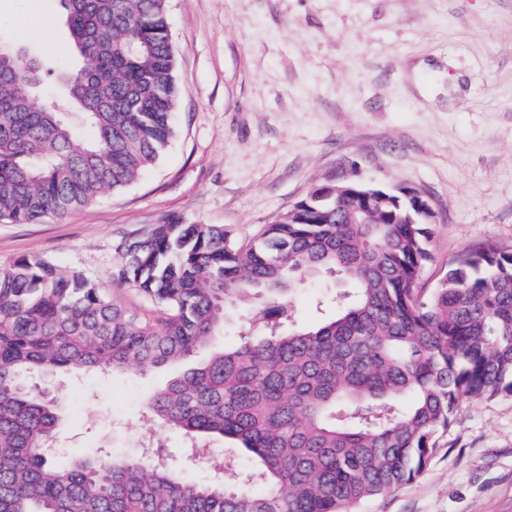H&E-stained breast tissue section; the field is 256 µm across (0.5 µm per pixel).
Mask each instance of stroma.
<instances>
[{"label": "stroma", "mask_w": 512, "mask_h": 512, "mask_svg": "<svg viewBox=\"0 0 512 512\" xmlns=\"http://www.w3.org/2000/svg\"><path fill=\"white\" fill-rule=\"evenodd\" d=\"M167 22L181 96L165 154L89 207L0 222V265L43 257L149 311L150 298L112 280L122 242L172 217L243 241L339 180L429 202L421 288L466 251L512 252V0H168ZM0 41L59 69L74 62L58 0H0ZM208 356L28 375L57 399V459L78 448L137 457L156 432L181 467L182 437L144 405ZM360 512H512V395L461 403L422 474Z\"/></svg>", "instance_id": "1"}]
</instances>
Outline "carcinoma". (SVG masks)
Returning a JSON list of instances; mask_svg holds the SVG:
<instances>
[{"label": "carcinoma", "mask_w": 512, "mask_h": 512, "mask_svg": "<svg viewBox=\"0 0 512 512\" xmlns=\"http://www.w3.org/2000/svg\"><path fill=\"white\" fill-rule=\"evenodd\" d=\"M60 4L78 56L60 77L69 111L35 105L38 59L0 57V221L119 192L174 135L167 0ZM365 192L318 186L248 241L177 219L125 241L113 279L151 298L149 313L43 258L0 265V512H358L425 470L461 402L512 395V253H464L426 292L428 218L399 193ZM311 274L336 289L301 326L291 298ZM229 311L238 343L170 380L149 411L194 467L246 454L235 483L186 479L154 435L137 460L79 449L56 464L57 403L23 372L163 367L224 335ZM213 436L229 444L220 462Z\"/></svg>", "instance_id": "obj_1"}]
</instances>
